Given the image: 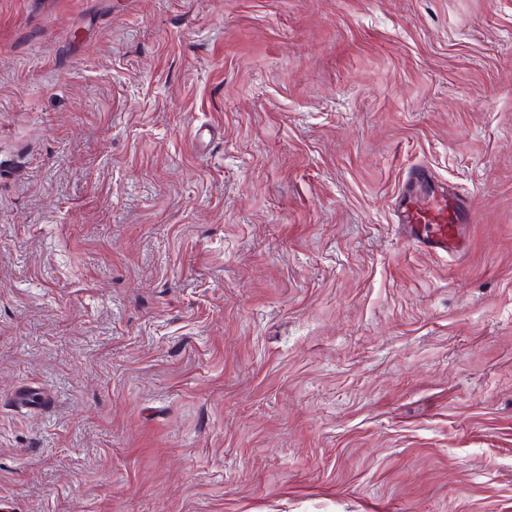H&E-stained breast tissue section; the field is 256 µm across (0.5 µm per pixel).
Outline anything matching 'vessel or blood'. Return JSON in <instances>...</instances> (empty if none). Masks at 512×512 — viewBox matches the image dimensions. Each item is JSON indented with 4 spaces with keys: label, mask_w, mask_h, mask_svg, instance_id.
Returning <instances> with one entry per match:
<instances>
[{
    "label": "vessel or blood",
    "mask_w": 512,
    "mask_h": 512,
    "mask_svg": "<svg viewBox=\"0 0 512 512\" xmlns=\"http://www.w3.org/2000/svg\"><path fill=\"white\" fill-rule=\"evenodd\" d=\"M427 168L412 170L394 199L398 224L416 245L461 254L460 226L469 219L467 196L430 189Z\"/></svg>",
    "instance_id": "vessel-or-blood-1"
}]
</instances>
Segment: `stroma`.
<instances>
[{"mask_svg": "<svg viewBox=\"0 0 512 512\" xmlns=\"http://www.w3.org/2000/svg\"><path fill=\"white\" fill-rule=\"evenodd\" d=\"M0 512H512V0H0ZM430 182L432 178L425 167L409 173L394 199L397 223L415 245L459 255L462 252L460 224L468 222L469 199L465 195L448 194L446 189L428 191Z\"/></svg>", "mask_w": 512, "mask_h": 512, "instance_id": "1", "label": "stroma"}]
</instances>
